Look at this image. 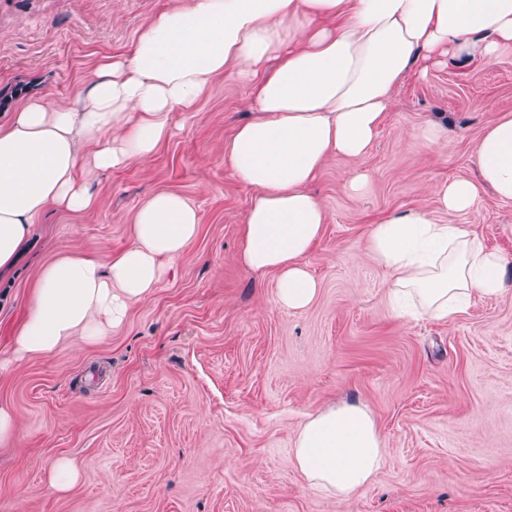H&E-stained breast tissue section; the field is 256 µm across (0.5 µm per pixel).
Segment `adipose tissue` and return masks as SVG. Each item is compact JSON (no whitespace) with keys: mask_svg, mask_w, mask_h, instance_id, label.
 <instances>
[{"mask_svg":"<svg viewBox=\"0 0 512 512\" xmlns=\"http://www.w3.org/2000/svg\"><path fill=\"white\" fill-rule=\"evenodd\" d=\"M512 58V0H190L160 12L131 52L104 58L72 106L28 101L0 123V272L12 269L35 219L51 208L86 212L102 173L149 160L175 111L192 108L230 67L250 87L249 119L225 157L254 195L242 224L245 266L275 274L276 303L308 308L319 285L305 259L326 213L309 191L325 160L368 156L400 80L452 59ZM478 181L430 187L444 221L392 214L365 249L389 278L397 316L448 320L474 297L506 291V260L457 216L483 189L512 202V116L475 148ZM197 210L160 191L134 215L129 244L108 262L87 254L44 265L12 340L15 358L49 355L73 338L91 343L122 327L199 232ZM385 461L371 412L344 402L309 416L292 462L315 488L347 501Z\"/></svg>","mask_w":512,"mask_h":512,"instance_id":"1","label":"adipose tissue"}]
</instances>
